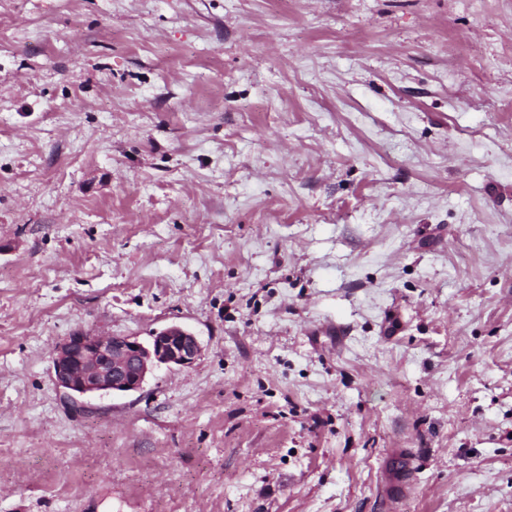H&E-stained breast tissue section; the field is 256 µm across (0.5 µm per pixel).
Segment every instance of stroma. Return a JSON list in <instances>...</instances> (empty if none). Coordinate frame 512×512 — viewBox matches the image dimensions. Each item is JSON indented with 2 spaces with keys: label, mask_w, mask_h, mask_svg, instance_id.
<instances>
[{
  "label": "stroma",
  "mask_w": 512,
  "mask_h": 512,
  "mask_svg": "<svg viewBox=\"0 0 512 512\" xmlns=\"http://www.w3.org/2000/svg\"><path fill=\"white\" fill-rule=\"evenodd\" d=\"M0 512H512V0H0ZM200 354L197 336L176 324L155 332L147 345L134 336L77 331L57 346L52 371L56 386L77 404L88 397L137 391L154 368H187ZM412 462L402 450L395 451L384 467L385 492L390 502L404 497L411 487Z\"/></svg>",
  "instance_id": "obj_1"
}]
</instances>
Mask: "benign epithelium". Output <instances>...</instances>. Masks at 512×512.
<instances>
[{"label":"benign epithelium","instance_id":"1","mask_svg":"<svg viewBox=\"0 0 512 512\" xmlns=\"http://www.w3.org/2000/svg\"><path fill=\"white\" fill-rule=\"evenodd\" d=\"M200 354L197 336L176 324L154 333L146 345L134 336L77 331L57 346L52 371L56 386L77 404L88 397L137 391L154 368H187Z\"/></svg>","mask_w":512,"mask_h":512}]
</instances>
